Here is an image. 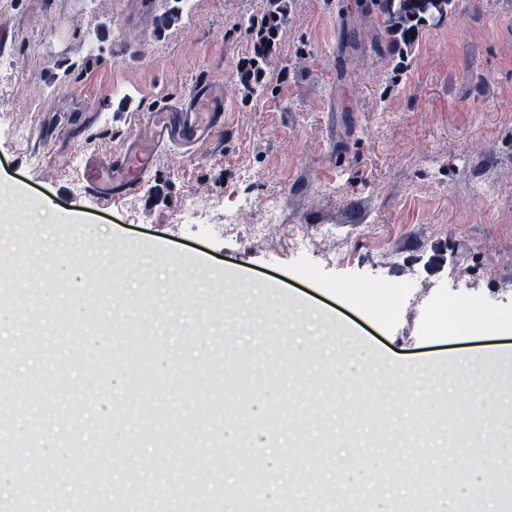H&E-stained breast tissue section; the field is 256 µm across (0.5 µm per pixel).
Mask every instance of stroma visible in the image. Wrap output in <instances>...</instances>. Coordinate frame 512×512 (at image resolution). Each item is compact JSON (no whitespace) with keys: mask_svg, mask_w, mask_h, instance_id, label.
I'll return each instance as SVG.
<instances>
[{"mask_svg":"<svg viewBox=\"0 0 512 512\" xmlns=\"http://www.w3.org/2000/svg\"><path fill=\"white\" fill-rule=\"evenodd\" d=\"M360 2L288 0L248 97L237 69L269 0H0V468L51 442L81 472L0 490L5 512H56L82 483L122 512H188L186 482L214 512H384L418 484L442 512L486 448L487 497L512 512L494 432L512 362L460 372L433 328L446 298L512 319V0H453L400 69L351 46L353 25L384 29ZM203 73L224 83L222 137L163 151L122 198L87 191L82 157L122 151L137 110ZM464 390L491 402L452 431Z\"/></svg>","mask_w":512,"mask_h":512,"instance_id":"obj_1","label":"stroma"}]
</instances>
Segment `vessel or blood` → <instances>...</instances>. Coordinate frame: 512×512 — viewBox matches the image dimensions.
<instances>
[{
    "mask_svg": "<svg viewBox=\"0 0 512 512\" xmlns=\"http://www.w3.org/2000/svg\"><path fill=\"white\" fill-rule=\"evenodd\" d=\"M223 129L224 84L207 75L199 76L188 95L167 100L147 113L120 154L107 158L85 155L81 178L99 196L122 197L151 174L163 149H191Z\"/></svg>",
    "mask_w": 512,
    "mask_h": 512,
    "instance_id": "b4317fda",
    "label": "vessel or blood"
}]
</instances>
